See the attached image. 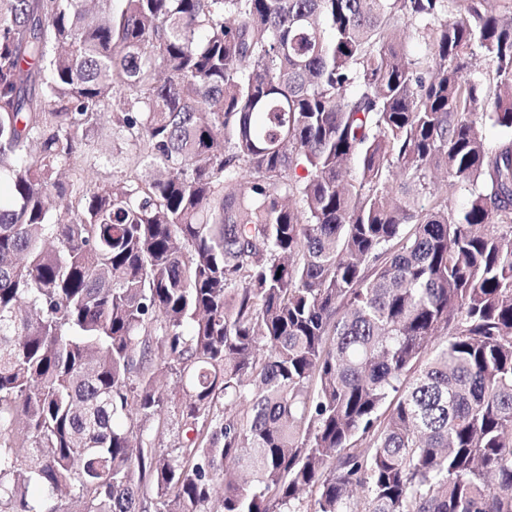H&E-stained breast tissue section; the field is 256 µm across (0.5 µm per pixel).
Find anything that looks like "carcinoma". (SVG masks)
<instances>
[{
  "instance_id": "obj_1",
  "label": "carcinoma",
  "mask_w": 512,
  "mask_h": 512,
  "mask_svg": "<svg viewBox=\"0 0 512 512\" xmlns=\"http://www.w3.org/2000/svg\"><path fill=\"white\" fill-rule=\"evenodd\" d=\"M105 118L126 180L66 178ZM309 492L512 512V9L0 0V512ZM163 393L165 403L162 415L160 419L153 422L148 433L154 440L156 448L170 450L178 442L180 429L177 407L179 399L182 397V390L173 381V378H170L167 386L163 388Z\"/></svg>"
}]
</instances>
